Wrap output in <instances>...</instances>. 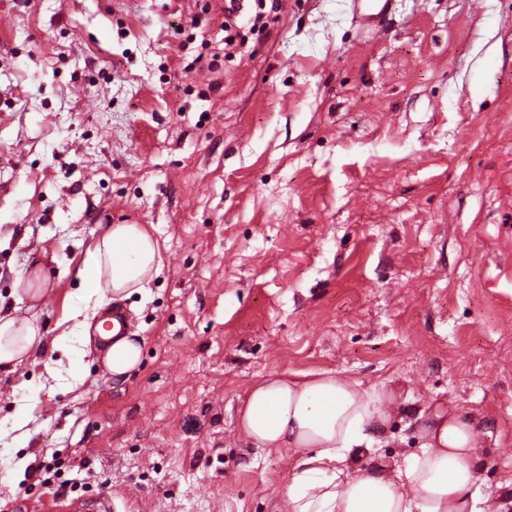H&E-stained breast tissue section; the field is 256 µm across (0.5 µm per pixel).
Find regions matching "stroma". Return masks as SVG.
<instances>
[{"instance_id": "obj_1", "label": "stroma", "mask_w": 512, "mask_h": 512, "mask_svg": "<svg viewBox=\"0 0 512 512\" xmlns=\"http://www.w3.org/2000/svg\"><path fill=\"white\" fill-rule=\"evenodd\" d=\"M0 0V303L40 263L46 340L113 224L163 269L120 301L143 336L114 384L56 350L0 370V512H285L295 458L237 412L275 375L390 389L397 468L449 407L477 485L512 482V0ZM28 417L29 438L15 427ZM66 512H112V497L106 493H99L90 502L79 499L72 500L66 507Z\"/></svg>"}]
</instances>
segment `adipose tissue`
<instances>
[{
  "label": "adipose tissue",
  "instance_id": "1",
  "mask_svg": "<svg viewBox=\"0 0 512 512\" xmlns=\"http://www.w3.org/2000/svg\"><path fill=\"white\" fill-rule=\"evenodd\" d=\"M162 269L158 239L140 224H114L78 271L81 343L114 383L141 359L138 337L93 331L92 320L130 297ZM46 348L36 317L0 308V368L13 369ZM393 391L318 373L272 376L253 385L239 412L246 441L296 451L285 497L288 512H502L476 488L477 439L455 412L430 418L418 454L397 470L361 465L386 423Z\"/></svg>",
  "mask_w": 512,
  "mask_h": 512
}]
</instances>
